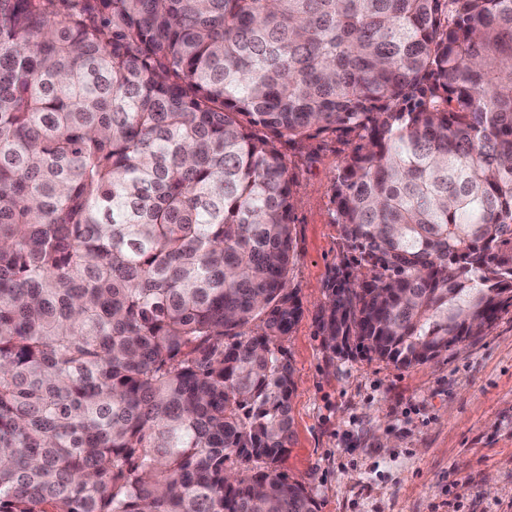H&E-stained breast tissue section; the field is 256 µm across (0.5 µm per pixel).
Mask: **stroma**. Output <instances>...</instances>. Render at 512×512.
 Returning a JSON list of instances; mask_svg holds the SVG:
<instances>
[{
  "label": "stroma",
  "instance_id": "35a3bbf8",
  "mask_svg": "<svg viewBox=\"0 0 512 512\" xmlns=\"http://www.w3.org/2000/svg\"><path fill=\"white\" fill-rule=\"evenodd\" d=\"M347 145L285 149L294 191L290 284L305 309L285 342L294 443L281 472L317 512H512V309L483 336L420 365L330 358L314 323L343 245L330 221Z\"/></svg>",
  "mask_w": 512,
  "mask_h": 512
}]
</instances>
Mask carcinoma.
Wrapping results in <instances>:
<instances>
[{
    "mask_svg": "<svg viewBox=\"0 0 512 512\" xmlns=\"http://www.w3.org/2000/svg\"><path fill=\"white\" fill-rule=\"evenodd\" d=\"M336 135L333 355L512 307V0H0V512H316L278 470L293 195Z\"/></svg>",
    "mask_w": 512,
    "mask_h": 512,
    "instance_id": "carcinoma-1",
    "label": "carcinoma"
}]
</instances>
